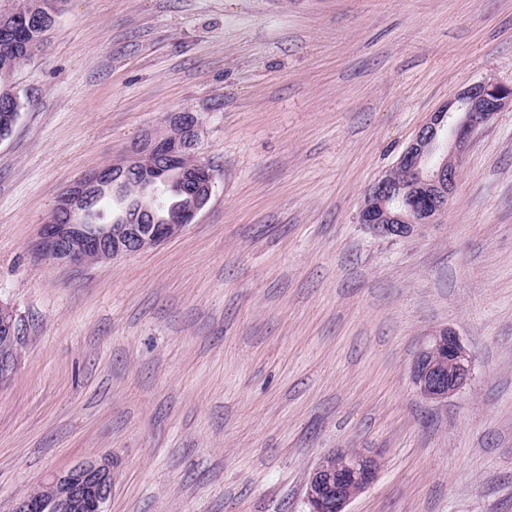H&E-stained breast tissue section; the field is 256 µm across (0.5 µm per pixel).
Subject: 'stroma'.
<instances>
[{
    "label": "stroma",
    "instance_id": "35a3bbf8",
    "mask_svg": "<svg viewBox=\"0 0 512 512\" xmlns=\"http://www.w3.org/2000/svg\"><path fill=\"white\" fill-rule=\"evenodd\" d=\"M512 85V0H65L0 140V512L112 456L107 512H308L338 448L377 456L348 512H512V107L422 233L358 222L369 185L472 82ZM201 118L211 199L164 244L72 266L61 194L168 113ZM472 358L441 402L422 339ZM472 361L457 334L444 328L424 337L412 364V383L425 399L438 401L463 388Z\"/></svg>",
    "mask_w": 512,
    "mask_h": 512
}]
</instances>
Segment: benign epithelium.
<instances>
[{"label":"benign epithelium","mask_w":512,"mask_h":512,"mask_svg":"<svg viewBox=\"0 0 512 512\" xmlns=\"http://www.w3.org/2000/svg\"><path fill=\"white\" fill-rule=\"evenodd\" d=\"M512 106V86L481 80L473 82L440 110L432 113L400 154L396 166L405 172L400 184L385 174L366 190L358 222L376 236L405 238L422 232L448 208L459 168L472 136L501 111ZM165 139L147 133L130 146L126 156L112 164V197L124 199L122 174L133 164L141 172V195L151 206H165L167 177L158 172L154 159L163 156L180 176L195 184L196 197L179 210L173 220L187 225L207 207L214 183L210 166L196 162L182 166L196 146L199 117L194 112H174ZM99 174L89 175L64 192L56 210L64 212L67 224H46L38 248L58 255L69 265L83 264V252L94 247L115 259L164 243L165 225L150 229L142 224L141 211L124 202L120 224H84L89 203L101 198ZM16 315L0 301V330L12 335ZM472 361L457 334L436 330L424 337L412 364V383L430 401L442 400L463 388L470 379ZM375 456L353 449H338L322 456L306 483L309 512H346L355 497L353 489L370 486L377 477ZM49 493L31 491L15 499L10 512H106L112 496V456L107 453L85 458L46 480Z\"/></svg>","instance_id":"obj_1"}]
</instances>
